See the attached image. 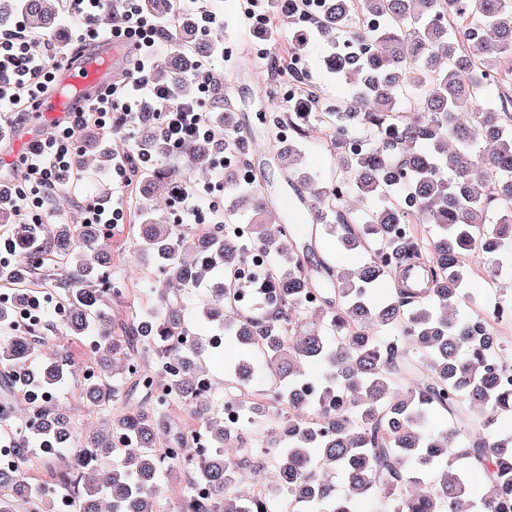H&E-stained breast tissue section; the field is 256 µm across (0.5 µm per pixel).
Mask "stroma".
Instances as JSON below:
<instances>
[{
    "mask_svg": "<svg viewBox=\"0 0 512 512\" xmlns=\"http://www.w3.org/2000/svg\"><path fill=\"white\" fill-rule=\"evenodd\" d=\"M242 2L223 0L222 8L217 11L219 22L216 32L221 44L232 47L233 52L227 57L218 52L212 55L216 81L206 104L212 110L230 106L240 125L251 132L253 141L249 159L261 179L263 191L272 202L271 211L263 220L271 230L276 231L290 222L284 210L286 201L298 202L308 197L307 180L331 179L340 158L329 141L298 139L294 145L300 152L297 165L299 178H290L288 171L282 167L269 128L271 107L279 100L277 82L271 78L270 71L280 66L284 49L294 45L296 28L291 19L280 16L266 33H255L243 14ZM258 42L265 47V54L261 57L251 54L253 45ZM326 53V47L315 43L303 55L311 85L316 87L322 104L333 106L352 102L354 85L327 73L323 63ZM31 128L30 113L12 115L10 134L0 140V176L20 177L21 170L17 163L30 142ZM120 194L125 197L130 219L128 223L114 225L112 231L109 281L114 294L108 299L107 311L112 319V336L116 339L122 338V325L129 322L136 312L157 304V294L142 292L141 282L148 278L160 282L165 279L159 266L145 259L140 251L135 219L140 203H148L154 219L161 224L177 223L180 214L172 210L166 196L159 195L153 201H146L139 182L134 181L124 187L115 173L98 172L91 167L83 171L74 189L55 203L59 210L58 222L78 224L88 206L111 204L113 198ZM45 298L47 322L36 330L40 356L48 361L53 359L57 348H65L67 352L68 378L62 388L55 390L54 397L77 433L85 434L105 428L112 422L111 411L93 407L84 392V370L95 366L98 354L96 350L87 348L86 337L61 338L62 321L55 312L58 298L51 292L46 293Z\"/></svg>",
    "mask_w": 512,
    "mask_h": 512,
    "instance_id": "1",
    "label": "stroma"
}]
</instances>
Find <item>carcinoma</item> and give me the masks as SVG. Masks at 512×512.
I'll use <instances>...</instances> for the list:
<instances>
[{
    "label": "carcinoma",
    "instance_id": "1",
    "mask_svg": "<svg viewBox=\"0 0 512 512\" xmlns=\"http://www.w3.org/2000/svg\"><path fill=\"white\" fill-rule=\"evenodd\" d=\"M142 6L170 27L168 49L154 58L150 79L182 92L220 41L201 38L196 16L176 11L174 0H142ZM14 14L26 33L65 42L63 0L0 5V22ZM366 18L379 25L364 27ZM98 19L120 20L116 0H102ZM338 33L374 46L370 55L338 48L328 57L331 71L356 81L355 104L313 112L316 93L308 85L298 101L307 110L275 117L297 138L321 135L339 150L336 179L310 188L306 240L285 228L269 233L261 223L237 235L193 232L158 224L144 211L138 225L143 250L166 275L161 306L133 317L124 326L126 339L114 341L104 312L110 235L97 224L9 225L15 258L0 265V283L18 293L15 304L0 303V325L15 323V306L26 305L32 286V262L50 244L70 267L64 335L94 329L105 350L98 380L86 385L90 403L118 405L120 391L108 379L132 370L141 346L156 361L139 382L158 399L177 398L208 442L188 447L186 435L150 407L117 410L107 432L73 435L64 414L40 405L29 423L31 439L49 441L67 465L59 488L30 486L18 468L0 470V488H15L28 512H45L48 499L63 492L72 494L74 512H98L103 492L110 512H159L154 482L168 462L186 469L184 496L171 512H263L270 499L288 512H360L363 501L372 512H465L472 472L488 487L480 512H512V433L497 430L500 419L512 418V386L491 366L500 350L494 322L512 320V299L496 311L479 307L462 319L448 316L461 301L475 303L468 280L475 252L494 245L487 270L494 279L512 266V113L505 100L483 104L489 83L512 86V0H323L316 34L331 40ZM208 124L224 138V155L234 158L223 175L229 200L220 229L235 223L244 207L266 212L268 198L257 181L236 177L238 167L249 165L251 138L232 110L209 114ZM360 133L367 149L344 150ZM101 138L94 128L82 134L84 149L96 152L97 168L106 171L113 153L100 148ZM137 147L167 153L152 121L140 125ZM185 150L191 167L216 170L214 144L199 140ZM132 171L143 173L150 189L172 195L168 170L142 172L134 163ZM352 193L379 202L362 224L347 206ZM322 229L335 236L336 247L365 254L354 269L322 262L326 288L308 272ZM187 249L196 252L195 262L182 260ZM250 250L269 258V277L257 288L275 297L256 314L236 309L234 300L233 275ZM416 265L426 268L425 285L408 288L402 274ZM208 273L217 283L202 314L224 331V344L241 350L225 365L236 389L226 403L240 411L235 431L199 386L198 363L213 341L192 333L185 315L182 289ZM308 318L312 327L297 333ZM256 354L269 363L259 396L251 391ZM66 362L61 356L42 364L29 337L0 336V374L16 385L50 392L63 383ZM438 411L448 413V427H427ZM246 422L276 435L272 483L265 463L253 459ZM472 431L477 437L452 445L453 437ZM163 437L183 452L162 455L157 442ZM118 447L123 459L114 465ZM338 470L350 488L345 496L332 481ZM197 480L209 497L193 496ZM245 483L261 490L242 498L235 490Z\"/></svg>",
    "mask_w": 512,
    "mask_h": 512
}]
</instances>
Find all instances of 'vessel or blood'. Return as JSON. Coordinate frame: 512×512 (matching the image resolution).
Instances as JSON below:
<instances>
[{
    "label": "vessel or blood",
    "instance_id": "1",
    "mask_svg": "<svg viewBox=\"0 0 512 512\" xmlns=\"http://www.w3.org/2000/svg\"><path fill=\"white\" fill-rule=\"evenodd\" d=\"M133 52V45L113 42L104 48L97 46L93 51L73 55L55 74L57 87L73 88V95L66 99L56 95L41 98L36 117L53 119L60 114L86 108L98 95L104 69L113 68L117 59L129 57Z\"/></svg>",
    "mask_w": 512,
    "mask_h": 512
}]
</instances>
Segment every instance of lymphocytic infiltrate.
<instances>
[{
	"mask_svg": "<svg viewBox=\"0 0 512 512\" xmlns=\"http://www.w3.org/2000/svg\"><path fill=\"white\" fill-rule=\"evenodd\" d=\"M122 21L102 26L97 20L100 0H65L66 14L75 20V43L99 37L122 39L137 48L130 80L105 84L99 98L82 112H68L53 121L49 132L31 141L24 152L21 180L0 179V202L20 219L43 223L48 201L61 172L73 168L77 156V130L131 128L145 119L157 122L170 150H183L206 136L204 114L197 102L177 100L171 89L148 78L147 59L162 47L167 34L162 23L143 10L140 0H125ZM60 58L45 42L20 29L0 30V112H19L44 94Z\"/></svg>",
	"mask_w": 512,
	"mask_h": 512,
	"instance_id": "obj_1",
	"label": "lymphocytic infiltrate"
}]
</instances>
